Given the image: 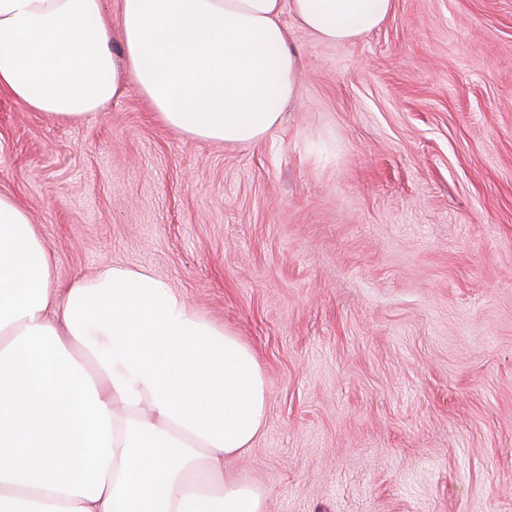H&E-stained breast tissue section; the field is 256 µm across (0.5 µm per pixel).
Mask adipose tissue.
Here are the masks:
<instances>
[{
  "label": "adipose tissue",
  "mask_w": 512,
  "mask_h": 512,
  "mask_svg": "<svg viewBox=\"0 0 512 512\" xmlns=\"http://www.w3.org/2000/svg\"><path fill=\"white\" fill-rule=\"evenodd\" d=\"M393 2L0 0V90L90 121L131 80L170 129L247 145L299 93L288 23L354 42ZM53 275L0 194V512H264L265 490L224 472L264 423L252 350L147 270L107 265L62 294Z\"/></svg>",
  "instance_id": "1"
}]
</instances>
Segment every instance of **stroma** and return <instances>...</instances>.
Segmentation results:
<instances>
[{
    "instance_id": "obj_1",
    "label": "stroma",
    "mask_w": 512,
    "mask_h": 512,
    "mask_svg": "<svg viewBox=\"0 0 512 512\" xmlns=\"http://www.w3.org/2000/svg\"><path fill=\"white\" fill-rule=\"evenodd\" d=\"M288 46L299 96L243 146L132 82L79 123L0 92V193L58 292L145 269L251 348L265 421L224 470L266 512H512V0Z\"/></svg>"
}]
</instances>
